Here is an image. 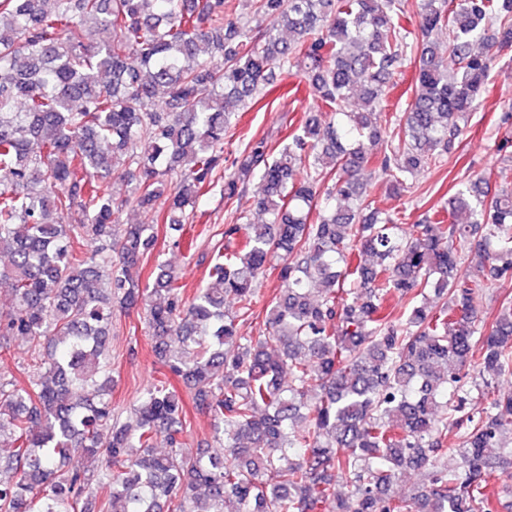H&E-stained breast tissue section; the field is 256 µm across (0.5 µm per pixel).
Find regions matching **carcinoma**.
<instances>
[{"label": "carcinoma", "instance_id": "cac0c4a2", "mask_svg": "<svg viewBox=\"0 0 512 512\" xmlns=\"http://www.w3.org/2000/svg\"><path fill=\"white\" fill-rule=\"evenodd\" d=\"M245 2L243 15L227 0H0V359L11 336L33 356L27 386L0 376V512H493L512 392L487 386L475 401L460 371L512 375V301L488 325L475 306L512 277V187L462 181L403 236L360 172L400 195L443 165L512 48V0H419L414 32L406 0ZM443 29L446 56L432 40ZM299 61L325 119L226 159L232 116ZM408 61L411 99L385 130ZM256 175L269 221L227 225L192 297L163 264L142 286L157 236L116 231L123 208L180 232L213 185L239 200ZM114 180L130 186L120 201ZM322 195L330 208L312 221ZM471 253L477 275L461 268ZM270 268L279 296L262 334L242 336ZM114 303L143 314L153 356L189 386L222 452L180 451L187 413L162 382L135 425L113 411L97 377ZM407 468L429 471L413 502L389 494ZM341 476L351 499L333 493ZM102 481L112 495L99 504Z\"/></svg>", "mask_w": 512, "mask_h": 512}]
</instances>
